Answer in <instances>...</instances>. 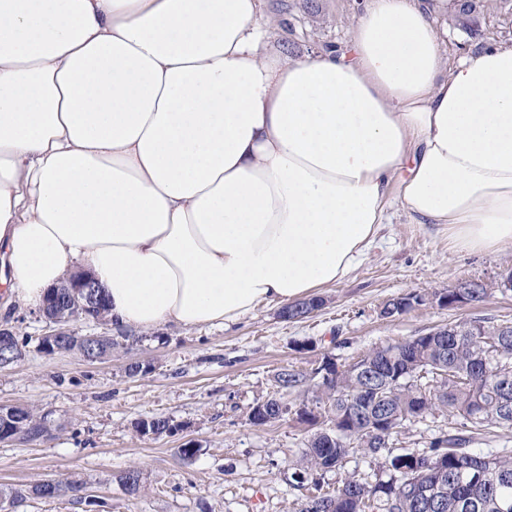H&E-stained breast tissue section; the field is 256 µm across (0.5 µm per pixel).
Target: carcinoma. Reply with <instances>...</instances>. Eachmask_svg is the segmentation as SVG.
Instances as JSON below:
<instances>
[{
  "instance_id": "cac0c4a2",
  "label": "carcinoma",
  "mask_w": 512,
  "mask_h": 512,
  "mask_svg": "<svg viewBox=\"0 0 512 512\" xmlns=\"http://www.w3.org/2000/svg\"><path fill=\"white\" fill-rule=\"evenodd\" d=\"M120 342L104 336L93 345L78 337L46 343V354L75 348L85 356L112 355ZM323 371L322 392L316 413L303 406L298 420L325 427L307 442L291 479L309 494L297 502V512H502L499 505L512 504V454L483 456L471 451L481 435L493 428L512 427V325H487L460 321L443 326L440 336H414L375 349L340 369L328 358ZM277 386L283 392L304 386L297 373L281 371ZM266 414L259 425L278 421L291 412L283 397L263 400ZM438 412L457 419L456 426L442 432L422 451L394 452L391 436L408 423L423 422ZM48 430V416L14 408L10 430ZM143 434L162 435L175 425L164 417L137 424ZM382 461L387 479L371 483L354 476L340 481L336 491L321 492L324 473L342 466L353 450ZM125 490L140 489L141 472L130 468L120 477ZM53 490L40 483L31 488H0V501L16 508L33 495L53 499L85 488L73 479H57Z\"/></svg>"
}]
</instances>
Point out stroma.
I'll return each mask as SVG.
<instances>
[{
	"label": "stroma",
	"instance_id": "stroma-1",
	"mask_svg": "<svg viewBox=\"0 0 512 512\" xmlns=\"http://www.w3.org/2000/svg\"><path fill=\"white\" fill-rule=\"evenodd\" d=\"M274 40L292 54L342 46L357 21V0H266ZM435 30L452 63L488 42L512 45V6L485 0L475 22L456 12L437 17ZM512 244L488 253L450 249L446 230L410 221L396 211L373 247L342 281L321 289L323 304L308 317L287 320L281 305L263 303L224 328L164 325L131 334L111 357L89 362L78 353L48 355L39 341L54 326L0 290V327L26 339L21 361L0 368V407L23 406L47 415L50 436L0 444V487L30 486L51 478H79L94 499L93 512H296L301 496L288 480L313 426L296 407L311 403L325 357L343 366L373 349L462 320L512 322ZM483 285V302L455 308L429 303L393 318L383 304L407 292L433 294L460 282ZM150 365L128 376L129 364ZM302 374V391L289 393L283 419L250 425L256 401L276 393V375ZM172 420L173 433L137 431V422ZM448 417L406 425L392 437L397 451L428 447L447 430ZM194 443L196 454L177 450ZM143 475L128 494L118 477Z\"/></svg>",
	"mask_w": 512,
	"mask_h": 512
}]
</instances>
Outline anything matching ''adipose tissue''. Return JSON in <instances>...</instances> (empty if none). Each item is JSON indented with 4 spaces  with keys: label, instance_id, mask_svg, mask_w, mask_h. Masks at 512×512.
I'll return each mask as SVG.
<instances>
[{
    "label": "adipose tissue",
    "instance_id": "ef3b65f1",
    "mask_svg": "<svg viewBox=\"0 0 512 512\" xmlns=\"http://www.w3.org/2000/svg\"><path fill=\"white\" fill-rule=\"evenodd\" d=\"M455 0H364L288 56L265 0H0V284L73 269L113 328L227 326L344 279L392 209L512 243V45L446 65Z\"/></svg>",
    "mask_w": 512,
    "mask_h": 512
}]
</instances>
